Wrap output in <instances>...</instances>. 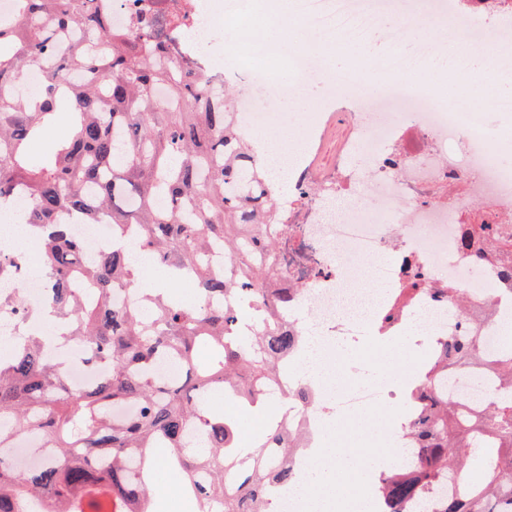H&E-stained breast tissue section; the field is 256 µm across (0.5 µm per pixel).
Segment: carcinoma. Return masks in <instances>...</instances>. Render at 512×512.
I'll return each instance as SVG.
<instances>
[{"instance_id": "1", "label": "carcinoma", "mask_w": 512, "mask_h": 512, "mask_svg": "<svg viewBox=\"0 0 512 512\" xmlns=\"http://www.w3.org/2000/svg\"><path fill=\"white\" fill-rule=\"evenodd\" d=\"M45 68L39 98L21 99L14 84L26 68ZM79 72L87 79L58 84ZM162 88L168 102L159 104ZM199 71L170 60L153 25L109 27L105 0H20L14 22H0V209L29 201L24 223L40 254L45 297L22 303L24 268L0 243V315L11 314L8 355L0 357V449L34 436L55 449L45 463L20 470L0 456V512L48 500V512H154L153 449L183 475L197 512H276L275 501L303 471V435L276 423L257 449L239 445L234 414L199 395L224 393L238 409L282 403L265 397L284 364L306 350L288 308L302 289L280 281L269 260L280 253L281 190L262 155L232 122V99L202 95ZM46 151L31 154L32 144ZM111 224L108 245L89 263L72 219ZM223 247L227 276L206 253ZM179 275L158 291L136 277L132 250ZM189 280L203 298L231 296L232 309L188 307L176 300ZM119 284L141 306L119 307ZM47 316L82 348L83 363L104 377L72 386L49 356L55 345L30 320ZM479 336H440L407 395L406 454L380 474L383 512H500L512 492V347L488 358ZM161 359L184 367L170 382ZM479 360L496 375L498 396L479 414L448 402V370ZM310 383L288 397L311 403ZM133 411L122 419L111 412ZM471 448H493L481 477L466 478ZM238 470L233 485L224 474ZM442 485L453 493L435 497Z\"/></svg>"}]
</instances>
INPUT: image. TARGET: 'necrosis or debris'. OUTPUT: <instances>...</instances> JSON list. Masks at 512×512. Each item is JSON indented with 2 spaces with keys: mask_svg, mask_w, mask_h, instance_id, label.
I'll list each match as a JSON object with an SVG mask.
<instances>
[{
  "mask_svg": "<svg viewBox=\"0 0 512 512\" xmlns=\"http://www.w3.org/2000/svg\"><path fill=\"white\" fill-rule=\"evenodd\" d=\"M182 0H113L110 25L131 29L136 16L165 24L169 55L180 66L200 67L206 88L223 80L225 70L245 68L268 88L264 105L238 95L235 120L242 131L274 137L280 131L275 100L284 86L277 65L288 61L292 81L320 70L329 94L344 93L351 107L371 110L373 126L356 131L344 144L335 183L325 185L304 217L286 209L281 236L288 242V282L302 288L303 302L320 337L319 355L335 364L337 346L360 343L371 332L387 336L394 357L416 311H425L435 336H478L486 356L502 346L495 322L462 315L455 298L434 296V289L458 288L472 308H503L506 281L482 241L476 224L460 221L467 199L454 207L427 201L436 187H452L461 177L473 178V193L492 205L494 222L503 239L512 241V171L502 168L497 153L512 143L489 140L484 117L492 111L512 116V64L475 71V55L488 54L512 42V31L493 21H480V7L456 15L460 35L448 52L424 43L412 51L403 46L417 16L450 12L449 0H196L187 21L169 26ZM223 19L238 26L237 41L220 55L197 59L194 49L208 35L207 20ZM381 35L392 49L377 66L358 71L339 69L329 50L346 43L361 46ZM453 80L459 93L442 94L444 80ZM357 153L370 155V171L352 167ZM346 195L347 205L328 213L330 200ZM469 237L483 258L484 280L473 282L471 256L457 243ZM474 253V254H475ZM383 262L377 278L384 293L365 287L366 262ZM424 292L408 298L409 282ZM494 386L491 374L471 367L449 375L448 398L469 408L485 403ZM405 384L380 376L327 395L328 409H305L289 426L317 432L326 413L352 422L346 436L356 446L373 437L396 434L399 425L389 412L401 406Z\"/></svg>",
  "mask_w": 512,
  "mask_h": 512,
  "instance_id": "1",
  "label": "necrosis or debris"
}]
</instances>
